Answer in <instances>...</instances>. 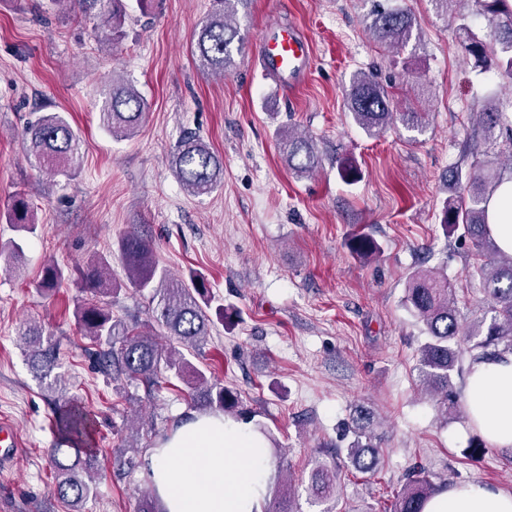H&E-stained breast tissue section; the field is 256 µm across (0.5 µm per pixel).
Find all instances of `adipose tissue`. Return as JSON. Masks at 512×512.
I'll return each mask as SVG.
<instances>
[{"label": "adipose tissue", "mask_w": 512, "mask_h": 512, "mask_svg": "<svg viewBox=\"0 0 512 512\" xmlns=\"http://www.w3.org/2000/svg\"><path fill=\"white\" fill-rule=\"evenodd\" d=\"M488 228L512 254V178L491 198ZM465 396L468 423L497 448L512 447V353L471 363ZM162 512H264L269 452L247 424L220 413L193 414L146 458ZM423 512H512V495L479 482L456 484L429 499Z\"/></svg>", "instance_id": "obj_1"}]
</instances>
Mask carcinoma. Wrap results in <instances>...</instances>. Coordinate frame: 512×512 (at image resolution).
I'll use <instances>...</instances> for the list:
<instances>
[{"mask_svg":"<svg viewBox=\"0 0 512 512\" xmlns=\"http://www.w3.org/2000/svg\"><path fill=\"white\" fill-rule=\"evenodd\" d=\"M71 10L90 13L99 10L103 26L116 43L127 37L126 14L122 0H65ZM241 0H214V9L195 35V54L200 66L209 74H222L233 61L234 42L240 40L237 27L232 25L236 6ZM442 14H451L457 25L454 36L461 40L468 55L485 66V70L512 79V0H433ZM481 17L488 30L486 38L471 33L473 19ZM371 36L385 47L398 50L405 47L421 28L420 21L405 8L392 7L374 0L367 15ZM346 103L353 122L369 136L382 133L399 121L409 129L423 127L419 112H395L387 89L373 77L363 73L353 76L346 90ZM102 126L116 136H127L139 129L143 122L146 103L133 88L118 79L99 109ZM478 137L485 144L497 142L508 133V163L505 169L512 174V116L506 110L486 108L477 113ZM28 150L41 174L51 176L73 170L80 150V139L62 112L39 116L25 131ZM285 160L296 175L315 171L320 158L313 140L293 131L281 134ZM172 165L179 182L195 196L213 192L223 174V160L199 137L187 136L176 147ZM504 178L502 169L485 160H476L468 170L451 171L449 181L458 185L460 192L445 201L441 212L443 229L452 232L463 229L462 236L487 258L481 269L489 321L471 325L460 322V314L448 279L437 270L418 269L407 283L404 302L424 324L427 339L419 350L421 381L431 390V397L445 415L461 414V390L452 382V374H464L463 353L475 361L488 356L512 353V255L499 250L487 228V204ZM7 223L16 231L33 234L36 231L34 211L24 194L15 195L7 211ZM356 253L370 258L378 247L369 238L357 236L352 242ZM127 279L141 290L152 289L158 298L155 320L167 335L192 350L208 335L209 315L206 311L209 285L204 277L192 274L189 283L164 286L166 273L158 271L153 250L148 240L136 233L127 236L121 244ZM0 258L14 268L22 258L19 243L10 241L0 246ZM109 263L103 258L93 260L86 269L77 270L80 286L92 292L112 293V280L107 277ZM64 269L50 259L44 265L39 286L49 292L64 280ZM75 317L93 340L104 343L108 349L100 353V365L112 375L152 382L165 366L192 377L193 399L209 408L229 411L238 407L239 399L221 385L210 384L204 373L190 365L184 355L163 345L160 337L150 329L137 325L129 327L112 317L104 306L86 302L77 306ZM31 348L32 366L43 379L56 366L51 340H43L37 327L26 330ZM466 341V350L459 348ZM55 427L60 447L53 449L52 460L57 473L55 493L70 506L86 501L93 487L82 473L91 467L86 448L92 438L88 415L75 406L58 408ZM376 417L357 410L350 425L355 440L348 446L344 464L360 474L375 475L379 466V441ZM340 465L324 460L315 462L309 489L314 500L323 502L336 491ZM436 494L435 484L421 469L412 470L398 491L394 512H422L424 504Z\"/></svg>","mask_w":512,"mask_h":512,"instance_id":"carcinoma-1","label":"carcinoma"}]
</instances>
